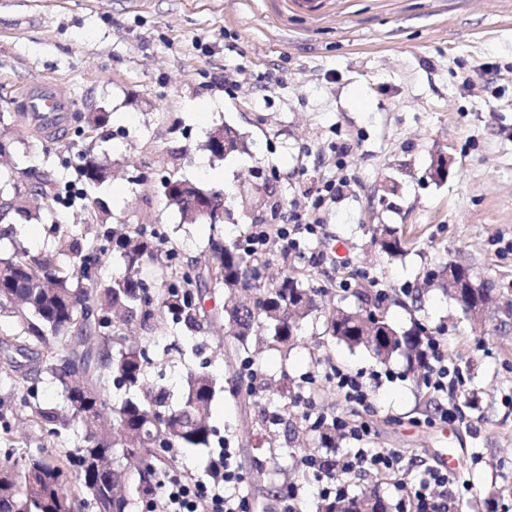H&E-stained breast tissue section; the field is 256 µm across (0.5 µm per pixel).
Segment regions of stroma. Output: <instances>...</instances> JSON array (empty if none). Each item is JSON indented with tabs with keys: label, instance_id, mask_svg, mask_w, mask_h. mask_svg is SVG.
Returning a JSON list of instances; mask_svg holds the SVG:
<instances>
[{
	"label": "stroma",
	"instance_id": "obj_1",
	"mask_svg": "<svg viewBox=\"0 0 512 512\" xmlns=\"http://www.w3.org/2000/svg\"><path fill=\"white\" fill-rule=\"evenodd\" d=\"M40 82L72 99L81 116L108 113V123L90 137L70 119L49 139L28 134L12 115L21 88ZM191 101L204 111H189ZM225 124L244 143L219 159L203 144ZM0 139L61 186L75 183L82 153L111 164L114 176L100 188H81L64 204L47 200L85 243L120 222L143 225L184 266L211 241L237 240L271 209L312 215L321 229L299 266L313 284L335 281L336 304L353 308L377 279L394 327L417 320L443 328L449 363L469 378L466 392L448 398L462 422L426 424L437 400L405 360L383 365L366 349L332 342L315 312L302 323V345L254 355L262 376L252 379L224 350L219 290L207 297L199 328L168 318L151 333L147 379L168 389L171 405L182 401L188 372L203 369L216 380L211 446L166 449L171 468L201 476L213 452L233 449L241 495L256 512H281V497L268 496L256 476L283 482L312 450L289 447L287 427L262 423L248 391L264 396L272 379L283 390L274 406L304 394L316 411L349 416L354 408L328 379L330 368L389 371L375 392L368 445L398 449L403 461L391 473L349 475V493L376 480L385 498L397 499V483L415 481L453 448L471 482L463 512H512V253L501 248L512 241V0H0ZM440 155L449 167L439 180L431 167ZM202 159L223 179L199 177ZM256 168L274 184L262 209L249 184ZM167 177L231 189L232 222L183 223L158 189ZM329 181L340 190L322 196ZM93 196L108 213L89 224ZM29 224L6 228L0 258L16 242L53 252L52 225L37 221L31 237ZM379 224L398 229L402 255L372 245ZM458 259L495 284L483 326H471L438 288L413 302L428 271ZM29 371L25 382L0 375V463L6 431L22 430L23 452L48 460L62 459L80 433L72 425L52 434L28 421L36 403H64L41 364Z\"/></svg>",
	"mask_w": 512,
	"mask_h": 512
}]
</instances>
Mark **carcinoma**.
Masks as SVG:
<instances>
[{
    "instance_id": "carcinoma-1",
    "label": "carcinoma",
    "mask_w": 512,
    "mask_h": 512,
    "mask_svg": "<svg viewBox=\"0 0 512 512\" xmlns=\"http://www.w3.org/2000/svg\"><path fill=\"white\" fill-rule=\"evenodd\" d=\"M243 137L230 126L212 132L205 142L211 155L222 158L242 144ZM0 157L9 158V167L0 171V179L23 182L35 178L48 186L51 181L27 164L23 156H13L9 144L0 140ZM111 172L97 157L87 153L77 169V179L86 186L104 184ZM168 205L178 209L190 223L222 224L230 218L226 198L219 200L211 190L179 178L162 183ZM54 255L36 256L24 247L14 249L7 259L0 258V309L15 318L19 332L16 345L4 340L6 349L21 356L40 354L59 343L67 350L61 358L49 361L46 372L65 395L67 408L52 403L31 407L33 421L45 426L77 425L81 443L71 454L76 481L83 496L71 487L63 468L49 460L27 457L0 465V512H131L128 499L130 483L143 496L153 494L158 472L149 458L153 449L207 448L214 429L211 402L214 380L206 371L187 377L188 392L183 403L172 408L167 388L161 385L141 396L125 399L110 409L101 399V381L115 375L136 390L143 386L150 360L145 343L148 336H133L118 352L110 350L105 339L94 333L111 320L131 322L152 330L151 322L170 315L193 328L205 316L202 299L210 289H224L225 327L235 350L249 351L251 341L267 348H290L298 342L301 322L313 310L314 295L331 293L333 285L310 286L305 275L284 271L265 278V255L246 249L245 239L229 244L213 242L203 267L195 273L181 270L162 257L153 236L138 231L131 235L120 226L112 228V251L120 253L124 269L100 282L91 271V254L96 245L82 247L76 229L57 228ZM374 241L381 252L395 257L404 251L398 230L381 224ZM82 278L88 285L73 286ZM164 288L150 293L153 283ZM425 282L440 288L459 302L457 285L428 273ZM98 309L105 318L90 315ZM324 333L349 349L366 348L382 362L400 356L412 373L423 369V338L427 327L416 321L406 330L394 328L386 309L380 305L346 309L329 306L324 311ZM288 422L297 435L303 426L291 411L281 410L266 418L277 425ZM320 448H335L336 433L327 420L311 427ZM20 472H15L17 466ZM317 512H403L400 503H392L374 491L341 499L330 498L317 505Z\"/></svg>"
}]
</instances>
